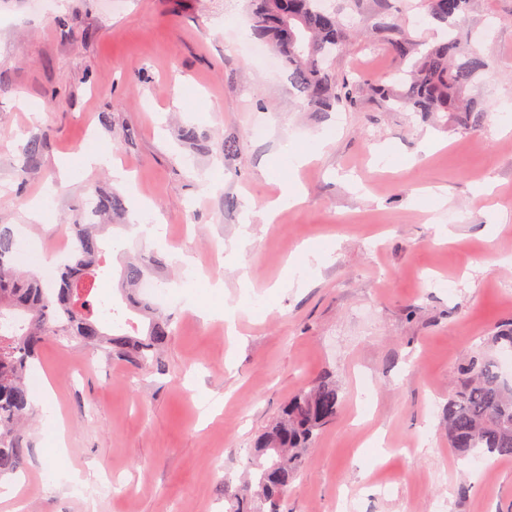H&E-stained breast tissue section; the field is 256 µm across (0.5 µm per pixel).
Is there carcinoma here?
<instances>
[{
	"label": "carcinoma",
	"instance_id": "obj_1",
	"mask_svg": "<svg viewBox=\"0 0 512 512\" xmlns=\"http://www.w3.org/2000/svg\"><path fill=\"white\" fill-rule=\"evenodd\" d=\"M421 0L433 20L452 29L446 38L426 48L389 14L380 16L376 30L396 59L408 63L390 83L361 76H338L327 60L343 50L349 30L338 14L320 0H252V24L257 37L268 43L288 70L293 87L313 112L351 107L361 95L383 109L452 115L467 125L482 112L467 90L488 70V61L462 43L453 31L463 27L472 0ZM44 151L33 137L24 147L25 170H34ZM124 210L121 196L98 194L97 213ZM73 248L59 271L57 288L43 287L33 274L14 262L16 240L11 228L0 224V317L25 318L10 335L0 333V478L15 474L23 463L25 438L19 421L32 413L25 375L42 340L54 336L137 366L156 362L158 349L172 334L171 319L152 313L144 335L111 334L98 312L97 293L104 267L105 247L96 224H71ZM160 266L153 256L123 265L120 294L127 307L139 311L135 286ZM512 350V328L482 340L459 367V383L448 397V441L461 456L489 459L512 457V383L501 373L497 353ZM341 399L336 385L324 379L296 394L267 432L250 449L251 466L240 493L228 498L225 512H282L304 454L316 433L336 420Z\"/></svg>",
	"mask_w": 512,
	"mask_h": 512
}]
</instances>
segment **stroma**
I'll return each instance as SVG.
<instances>
[{
  "label": "stroma",
  "mask_w": 512,
  "mask_h": 512,
  "mask_svg": "<svg viewBox=\"0 0 512 512\" xmlns=\"http://www.w3.org/2000/svg\"><path fill=\"white\" fill-rule=\"evenodd\" d=\"M247 5L124 0L109 13L102 0H0V223L20 249L55 251L89 193L119 192L121 164L164 235L104 234L105 290L117 295L127 257L154 252L164 261L156 277L177 300L151 368L45 340L36 368L52 393L34 405L21 469L0 479V512H225L215 460L245 475L243 449L323 377L341 406L304 456L284 512L345 502L352 512H512V458L459 457L444 426L458 364L512 322V130L499 119L512 114V0L471 4L468 29L491 67L478 89L484 111L468 126L385 112L367 97L308 111L287 70L237 39ZM324 6L354 27L332 63L339 74L386 80L397 68L374 31L383 12L412 35L437 30L419 0ZM33 136L42 163L21 181ZM228 138L238 142L229 156ZM287 143L315 158L299 172L301 203L266 224L258 212L279 193L273 173ZM104 149L110 162L86 169L84 155ZM439 189L448 203L437 210ZM34 204L43 222L27 218ZM245 227L244 286L215 253ZM306 244L332 253L290 264ZM204 268L223 293L189 287L188 271ZM226 301L244 306L232 336L202 312ZM58 423L66 447L47 461L41 446ZM108 471L121 490L93 502L56 478L93 483Z\"/></svg>",
  "instance_id": "stroma-1"
}]
</instances>
